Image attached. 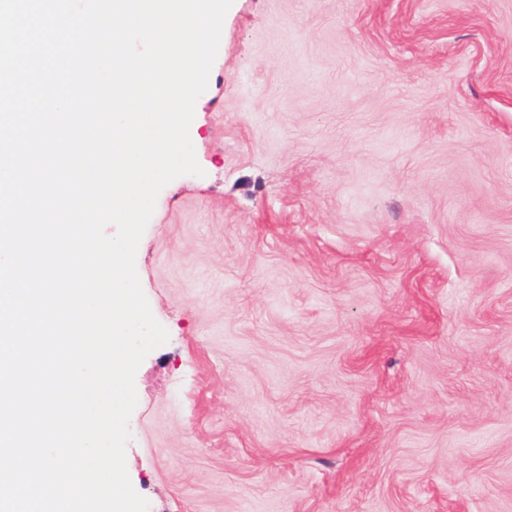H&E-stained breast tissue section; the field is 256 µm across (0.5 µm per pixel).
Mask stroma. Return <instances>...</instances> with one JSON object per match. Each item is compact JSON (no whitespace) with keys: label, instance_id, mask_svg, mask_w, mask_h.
<instances>
[{"label":"stroma","instance_id":"35a3bbf8","mask_svg":"<svg viewBox=\"0 0 512 512\" xmlns=\"http://www.w3.org/2000/svg\"><path fill=\"white\" fill-rule=\"evenodd\" d=\"M136 254L148 512H512V0H234Z\"/></svg>","mask_w":512,"mask_h":512}]
</instances>
